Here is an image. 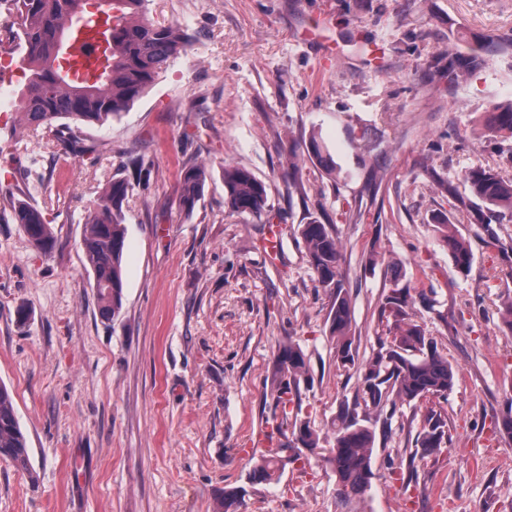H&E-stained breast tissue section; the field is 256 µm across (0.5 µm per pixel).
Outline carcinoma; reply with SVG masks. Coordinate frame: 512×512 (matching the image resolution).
Here are the masks:
<instances>
[{"mask_svg":"<svg viewBox=\"0 0 512 512\" xmlns=\"http://www.w3.org/2000/svg\"><path fill=\"white\" fill-rule=\"evenodd\" d=\"M106 2L112 10V36L109 51L112 64L91 85H77L60 77L55 52L60 36L70 32V17L88 13V0H9L19 17V30L25 53L18 66L28 72L19 91L25 123L35 129H71L73 124L104 126L121 116L159 77L169 60L184 51L190 36L183 30L159 25L143 14L147 0H95ZM485 127L495 132L512 133V107L492 112ZM181 207L190 212L212 180L211 170L199 162H185L179 173ZM224 205L237 214L260 216L267 207L266 185L249 170L226 165L223 172ZM472 194L488 209L512 213V181H505L490 168H473L466 173ZM131 190L125 178H114L105 187L94 211L85 220L81 247L88 265L91 287L97 297L101 319L119 317L123 306V255L125 249L124 202ZM13 223L21 226L32 247L46 255L55 247V235L42 208L25 198L9 202ZM448 230L446 240L455 267L469 271L473 253L469 241ZM308 262L319 287L329 295L326 319L335 342L336 361L358 372L364 404L375 408L415 404L428 397H446L455 385L453 367L437 349L433 339L417 324H408L391 341H380L371 358L358 361L349 336L353 312L341 271L339 238L331 224L317 220L300 228ZM411 297L408 288H392L380 304V317L404 316ZM273 407L265 418L266 436L276 447L260 454L248 473V483L272 485L279 481L289 464L304 460L301 449L322 451V461L336 476L338 495L347 500L363 496L370 488L375 435L369 427L343 407L337 416L333 443L322 448L321 437L302 413L301 386H310L308 356L300 345L290 341L279 347L273 370L268 376ZM447 420L442 413L429 411L418 449L410 453L414 463L418 453L432 455L446 444ZM0 456L16 469L31 472L30 448L15 408L12 391L0 382ZM247 494L243 486L224 489V512H237L236 505Z\"/></svg>","mask_w":512,"mask_h":512,"instance_id":"carcinoma-1","label":"carcinoma"}]
</instances>
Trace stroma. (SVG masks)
I'll return each mask as SVG.
<instances>
[{
	"mask_svg": "<svg viewBox=\"0 0 512 512\" xmlns=\"http://www.w3.org/2000/svg\"><path fill=\"white\" fill-rule=\"evenodd\" d=\"M323 14L333 59L297 37ZM146 16L191 42L121 117L73 128L81 152L0 112V209L25 194L56 237L45 256L0 221V382L32 467L0 460V512H214L264 449L265 379L290 340L309 358L311 425L331 436L348 404L374 431L371 489L341 501L314 458L249 489L239 512H512V440L495 428L512 403L501 318L512 303V214L488 210L463 178L486 167L512 180V137L478 124L512 103V54L500 49L512 41V0H149ZM486 43L495 52L470 68ZM313 138L333 172L309 161ZM188 160L212 171L190 213L178 182ZM228 164L265 183L262 217L225 209ZM115 176L134 186L123 308L108 324L81 239ZM313 220L336 227L360 359L393 328L378 309L394 284L428 290L405 320L454 366L447 398L361 404L299 235ZM442 220L469 241V272L455 267ZM432 409L448 420L447 444L410 457Z\"/></svg>",
	"mask_w": 512,
	"mask_h": 512,
	"instance_id": "stroma-1",
	"label": "stroma"
}]
</instances>
